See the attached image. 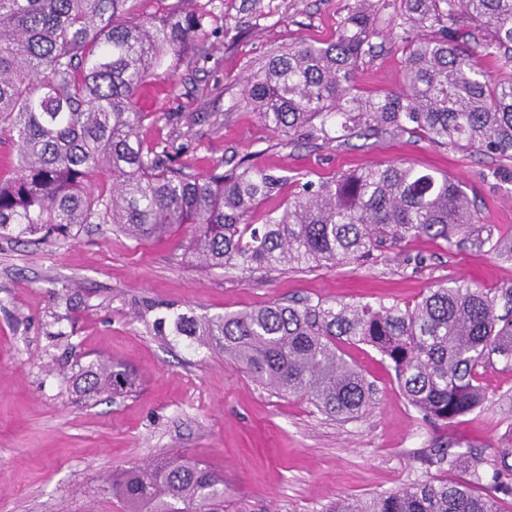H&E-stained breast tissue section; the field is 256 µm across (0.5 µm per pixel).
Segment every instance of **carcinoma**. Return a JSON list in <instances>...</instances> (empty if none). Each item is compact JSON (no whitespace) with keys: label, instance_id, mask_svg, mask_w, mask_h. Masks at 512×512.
<instances>
[{"label":"carcinoma","instance_id":"obj_1","mask_svg":"<svg viewBox=\"0 0 512 512\" xmlns=\"http://www.w3.org/2000/svg\"><path fill=\"white\" fill-rule=\"evenodd\" d=\"M147 0H0V237H67L80 224H111L136 240L183 224L188 251L209 267L242 272L364 263L388 246L477 223L466 192L409 162L375 164L329 181H306L283 205L252 221L285 178L239 162L188 174L175 147L146 146L136 96L172 75L198 43L207 12L152 11ZM393 8L387 14L385 10ZM467 22V28L460 21ZM402 45L397 89L363 95L357 71L374 39ZM244 99L265 126L289 139L394 138L422 133L438 146L512 163V0H356L334 37L300 40L268 55L244 80ZM158 336H185L222 352L275 393L354 419L376 389L347 360L344 343L376 350L423 419L446 424L483 406L480 370L498 357L512 369V288L489 292L457 281L414 305L270 302L217 316L160 313ZM83 391L132 389L107 361L86 370ZM429 465L472 480L425 476L397 490L342 498L329 512H512V464H494L482 485L479 458L430 449ZM130 512H224V485L180 456L106 482Z\"/></svg>","mask_w":512,"mask_h":512}]
</instances>
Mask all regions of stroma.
<instances>
[{
  "instance_id": "35a3bbf8",
  "label": "stroma",
  "mask_w": 512,
  "mask_h": 512,
  "mask_svg": "<svg viewBox=\"0 0 512 512\" xmlns=\"http://www.w3.org/2000/svg\"><path fill=\"white\" fill-rule=\"evenodd\" d=\"M204 22L206 59L139 93L144 142L180 147L179 164L203 175L249 157L285 176L267 213L313 182L404 160L445 173L474 200L479 221L448 239L418 237L375 262L244 274L188 254L193 230L136 242L109 224L71 237L0 238V512H129L102 488L106 477L180 456L224 479V512H328L339 498L372 496L425 476L429 449L452 445L494 460L512 452V370L481 375L483 407L448 425L408 403L388 363L369 346L344 351L372 382L376 400L357 419L276 394L224 356L180 336L154 335L136 303L161 311L221 315L272 301L414 305L442 281L492 291L512 288V165L439 147L422 135L396 139L289 142L243 99V79L274 50L325 42L353 0H214ZM401 49L386 41L358 70L365 94L397 87ZM78 288L71 303L54 292ZM111 360L132 373V393L80 396L75 379Z\"/></svg>"
}]
</instances>
